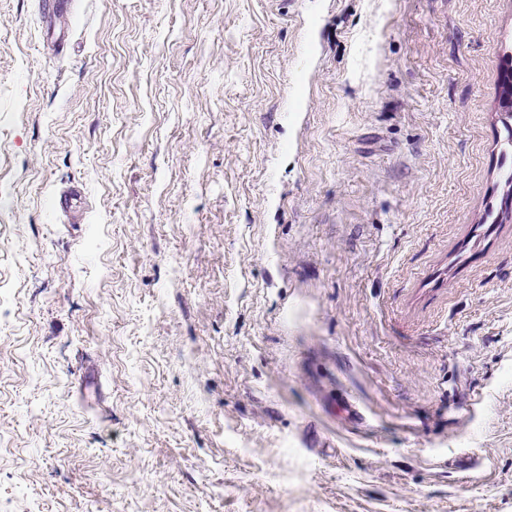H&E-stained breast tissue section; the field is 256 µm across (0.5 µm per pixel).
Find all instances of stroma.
Here are the masks:
<instances>
[{
	"instance_id": "1",
	"label": "stroma",
	"mask_w": 512,
	"mask_h": 512,
	"mask_svg": "<svg viewBox=\"0 0 512 512\" xmlns=\"http://www.w3.org/2000/svg\"><path fill=\"white\" fill-rule=\"evenodd\" d=\"M37 2L0 512H512V0ZM501 99L500 108L501 112H506V117L503 121L505 135V145L511 147L512 151V124L509 120L512 119V55H506V70L501 83ZM509 119V120H507Z\"/></svg>"
}]
</instances>
